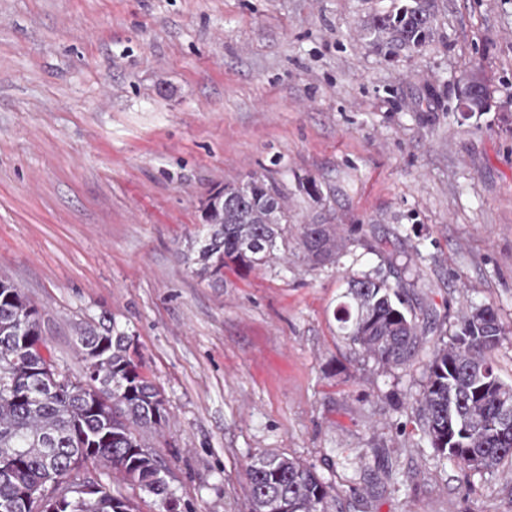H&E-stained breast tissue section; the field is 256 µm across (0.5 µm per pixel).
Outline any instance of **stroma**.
Masks as SVG:
<instances>
[{
	"instance_id": "stroma-1",
	"label": "stroma",
	"mask_w": 512,
	"mask_h": 512,
	"mask_svg": "<svg viewBox=\"0 0 512 512\" xmlns=\"http://www.w3.org/2000/svg\"><path fill=\"white\" fill-rule=\"evenodd\" d=\"M437 3L434 39L389 61L358 29L393 0H0V276L70 377L80 328L130 336L182 512H249L263 452L343 512H512V462L464 474L415 411L466 308L512 327V0ZM465 73L489 111L464 113ZM256 174L287 198V252L197 278L204 201ZM304 224L345 231L338 263L309 266ZM393 267L422 343L382 367L334 313Z\"/></svg>"
}]
</instances>
